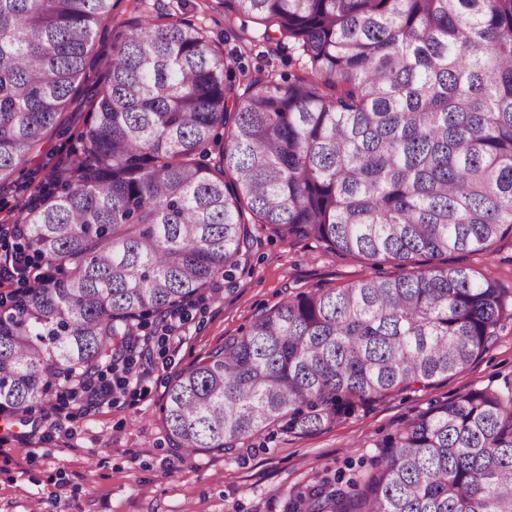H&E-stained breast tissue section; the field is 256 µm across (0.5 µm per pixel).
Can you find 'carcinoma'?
<instances>
[{"mask_svg": "<svg viewBox=\"0 0 512 512\" xmlns=\"http://www.w3.org/2000/svg\"><path fill=\"white\" fill-rule=\"evenodd\" d=\"M114 7L0 0V184L113 32L79 157L23 209L17 250L54 274L0 299V415L53 407L122 358L144 316L246 266L251 224L401 273L299 293L180 371L163 413L185 454L317 431L488 350L506 302L451 257L512 233V0H224L227 53L145 0L125 19ZM261 45L296 71L232 80ZM374 447L294 512H512L511 390L436 400Z\"/></svg>", "mask_w": 512, "mask_h": 512, "instance_id": "obj_1", "label": "carcinoma"}]
</instances>
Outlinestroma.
Segmentation results:
<instances>
[{
	"mask_svg": "<svg viewBox=\"0 0 512 512\" xmlns=\"http://www.w3.org/2000/svg\"><path fill=\"white\" fill-rule=\"evenodd\" d=\"M154 11L180 9L212 39L224 36V0H148ZM91 71L77 99L49 132L42 151L0 191V225L16 223L39 179L72 161L91 124L88 102L100 82ZM248 268L217 278L188 308L179 337L157 341L143 377L118 390L112 404L75 410L61 431L34 424L0 430V512H290L299 492L323 476L350 477L371 445L435 400L470 389H512V316L502 319L489 350L464 372L424 392L391 394L322 429H270L224 452L187 456L174 448L162 406L171 378L205 352L239 336L255 316L314 288L343 287L375 273L370 262L339 258L317 242L280 237L255 224ZM468 265L490 274L512 303V237Z\"/></svg>",
	"mask_w": 512,
	"mask_h": 512,
	"instance_id": "stroma-1",
	"label": "stroma"
}]
</instances>
